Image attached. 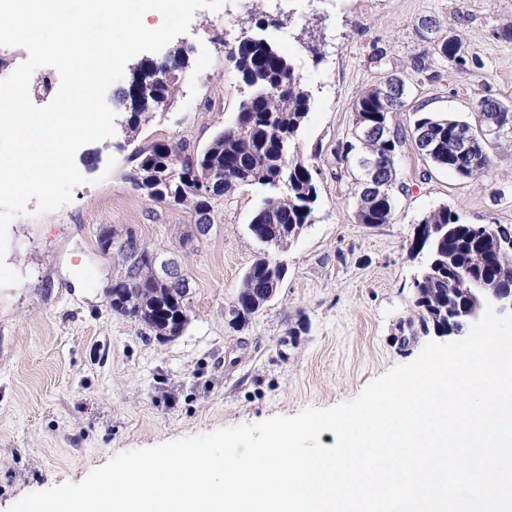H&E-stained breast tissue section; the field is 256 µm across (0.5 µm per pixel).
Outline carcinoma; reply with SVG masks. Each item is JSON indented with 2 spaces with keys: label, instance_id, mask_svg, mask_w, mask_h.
<instances>
[{
  "label": "carcinoma",
  "instance_id": "carcinoma-1",
  "mask_svg": "<svg viewBox=\"0 0 512 512\" xmlns=\"http://www.w3.org/2000/svg\"><path fill=\"white\" fill-rule=\"evenodd\" d=\"M457 38L441 41L423 50L412 61V70L422 74L431 69L430 54L436 53L455 62L462 70L467 57L455 61L459 52ZM173 68L156 74L141 66L132 74L128 87L118 92V102L131 116L125 122L126 132L135 133L141 122L159 108L174 100L179 74L186 67L181 49L169 52ZM236 64L248 93L240 104L241 114L231 125L224 127L211 140L201 162L209 168L235 176V184L258 186L266 191L262 204L255 211L249 231L259 242L282 249L294 240L305 225L312 223L318 201V189L313 167L298 155L296 141L309 112V94L296 76L286 57L266 40L251 35L239 37L227 50ZM151 86L145 95L135 99L132 88L136 83ZM405 104L386 105L382 86L366 90L356 101V127L369 122L393 123V140L361 138L341 145L339 160L355 156H396L407 135L417 136L429 127L436 137V152L426 157L432 165L446 169L462 180L472 179L488 171L493 164L490 147L499 141L512 145V128L497 134L491 142L466 160L448 153V141L473 133V126L462 120L417 113L413 129L406 130L394 122V114ZM183 153L179 147L154 142L133 151L136 162L132 174L136 189L152 202L189 207L196 218L213 211L215 198L200 193L195 186L198 174L190 156L183 163L174 156ZM394 211L392 189L372 198L356 197L355 217L358 223L370 227L389 222ZM429 228L426 248L436 268L426 282L419 284L415 307L423 331L448 323V289L459 288L458 299H467L463 289L477 281L494 284L512 279V252L502 251L494 244L497 224H464L459 215L441 206L422 219ZM101 249L116 258L121 274L107 289L112 311L130 317L158 336H177L189 322L188 293L159 280L154 272L149 248L132 233L125 235L115 229L99 236ZM287 268L280 262L258 259L243 275L241 289L232 307L239 308L241 321L248 323L251 315L261 310L268 300L264 290L281 286Z\"/></svg>",
  "mask_w": 512,
  "mask_h": 512
}]
</instances>
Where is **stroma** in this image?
I'll list each match as a JSON object with an SVG mask.
<instances>
[{"label": "stroma", "mask_w": 512, "mask_h": 512, "mask_svg": "<svg viewBox=\"0 0 512 512\" xmlns=\"http://www.w3.org/2000/svg\"><path fill=\"white\" fill-rule=\"evenodd\" d=\"M261 9L274 18L261 30L235 0L197 10L172 41L189 60L173 105L131 139L123 107L107 95L115 133L77 151L85 182L71 202L11 222L5 261L21 280L0 289V512L126 451L354 399L439 339L407 328L422 218L446 205L466 224L512 225L510 149L494 151L488 175L466 181L406 140L393 215L375 227L357 223L354 180L336 157L359 96L406 75L426 49L416 30L424 16L436 19V38L462 42L469 62L461 72L438 59L418 75L401 125L416 110L473 123L481 96L512 100V40L500 36L512 26V0H263ZM228 26L275 45L310 94L297 142L316 172V219L286 249L268 248L248 230L262 193L238 186L215 200L209 232L186 253L179 238L194 215L144 198L132 153L169 142L193 154L235 121L244 85L225 57ZM112 227L177 256L191 285L180 335L113 313L105 288L119 269L99 246ZM263 257L284 263L286 276L265 308L233 327L226 310Z\"/></svg>", "instance_id": "1"}]
</instances>
